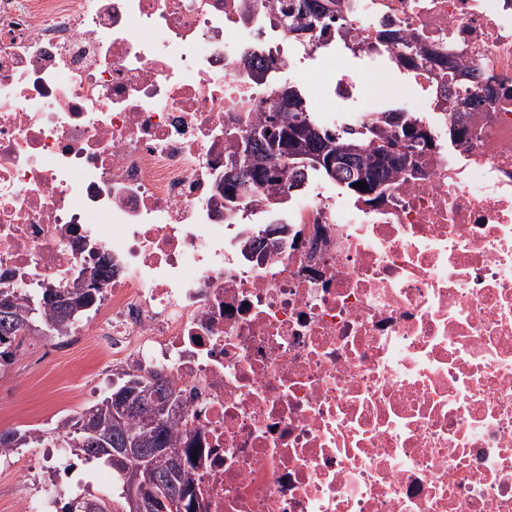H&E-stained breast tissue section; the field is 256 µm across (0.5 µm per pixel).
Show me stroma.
<instances>
[{
    "label": "stroma",
    "instance_id": "stroma-1",
    "mask_svg": "<svg viewBox=\"0 0 512 512\" xmlns=\"http://www.w3.org/2000/svg\"><path fill=\"white\" fill-rule=\"evenodd\" d=\"M43 333V326H36L34 335L22 339L10 364L0 368V430L37 429L54 437L57 420L72 413L67 401L73 393H81L87 407L112 391L111 385L100 384L101 363L91 353L46 357L40 346ZM54 467V458L35 460L23 448L0 456V512H14L17 482H28L31 490H39ZM108 470L101 460L82 464L76 485L66 490L67 499L115 497V481L103 478Z\"/></svg>",
    "mask_w": 512,
    "mask_h": 512
}]
</instances>
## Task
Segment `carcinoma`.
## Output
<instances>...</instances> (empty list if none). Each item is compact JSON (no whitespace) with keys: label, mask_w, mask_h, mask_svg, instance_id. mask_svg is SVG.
Here are the masks:
<instances>
[{"label":"carcinoma","mask_w":512,"mask_h":512,"mask_svg":"<svg viewBox=\"0 0 512 512\" xmlns=\"http://www.w3.org/2000/svg\"><path fill=\"white\" fill-rule=\"evenodd\" d=\"M338 0H302L300 3L288 4V12L283 14V22L292 32L328 28L336 19ZM472 94L462 97L458 94H448V108L453 110L454 122L448 126L449 139L457 142L469 132L468 119L473 117L477 107L472 105ZM288 105L292 109L278 112L276 106L266 100L262 102L263 120L246 127L245 132L259 130L265 136L280 141L289 138L291 132L298 128L312 131L320 140H326L343 149L350 146L360 148V153L351 160V168L336 172L334 181L353 195L369 200L384 196L392 179L406 172L402 156L392 150L401 139H420L424 146H429L430 137L419 122L405 118L397 122L389 119L372 120L356 129L343 126L332 132L323 128L320 121L306 110L302 96L293 87L288 88ZM363 182L367 190L362 192L353 184ZM96 288H78L76 286L63 288H46L37 300H32L26 294H17L10 288L0 289V361L6 363L12 359L11 347L16 338L25 335L31 329L30 303L36 304L38 315L51 331L64 332L70 324L94 300ZM134 382L140 385L144 393L138 410L128 414L120 409L112 396H107L97 404L81 410L63 422L58 436L65 439L67 446L79 452L87 459L109 458L104 447L94 441V437L85 430V423H94L102 427L108 445L130 449L132 457L129 473L121 476L120 485H125L138 479L142 482L153 479L159 473L173 468V461L162 455L154 457L149 463L142 462L145 444L154 442L156 448H176L180 440L176 436V409L171 405L167 414L159 417L152 405L153 397L166 395L171 392L168 382L159 374L151 377L135 376L124 381L120 388ZM185 460L184 472L189 476L188 483L194 484L193 455L195 441L185 439L181 449Z\"/></svg>","instance_id":"1"}]
</instances>
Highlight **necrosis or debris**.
Listing matches in <instances>:
<instances>
[{
  "mask_svg": "<svg viewBox=\"0 0 512 512\" xmlns=\"http://www.w3.org/2000/svg\"><path fill=\"white\" fill-rule=\"evenodd\" d=\"M287 5L0 0V288L111 266L54 345L171 382L206 512H512V0H344L321 34ZM350 57L411 91L363 108ZM326 60L321 120L413 113L416 172L226 211L231 132ZM466 70L491 98L452 144Z\"/></svg>",
  "mask_w": 512,
  "mask_h": 512,
  "instance_id": "4bbe7bcc",
  "label": "necrosis or debris"
}]
</instances>
